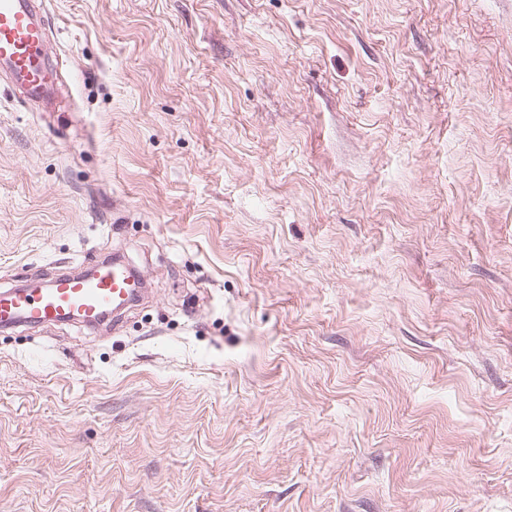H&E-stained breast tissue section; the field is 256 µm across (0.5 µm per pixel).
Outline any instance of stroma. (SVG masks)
Instances as JSON below:
<instances>
[{"instance_id": "35a3bbf8", "label": "stroma", "mask_w": 512, "mask_h": 512, "mask_svg": "<svg viewBox=\"0 0 512 512\" xmlns=\"http://www.w3.org/2000/svg\"><path fill=\"white\" fill-rule=\"evenodd\" d=\"M0 71V512H512V0H44ZM41 5L42 0H0V67L35 95L54 82L45 66ZM139 276L118 262H101L91 276L64 272L47 284L38 279L22 288L0 290V329L49 327L75 321L97 328L135 302L142 292ZM107 310H112L104 317ZM80 320H69L72 314Z\"/></svg>"}]
</instances>
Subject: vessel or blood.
I'll list each match as a JSON object with an SVG mask.
<instances>
[{
    "instance_id": "obj_1",
    "label": "vessel or blood",
    "mask_w": 512,
    "mask_h": 512,
    "mask_svg": "<svg viewBox=\"0 0 512 512\" xmlns=\"http://www.w3.org/2000/svg\"><path fill=\"white\" fill-rule=\"evenodd\" d=\"M42 0H0V67L32 94L49 89L52 73L44 60ZM139 276L117 262H102L92 274L65 272L48 283L0 290V329L49 327L78 314L88 328L100 326L105 312L120 313L142 292Z\"/></svg>"
}]
</instances>
